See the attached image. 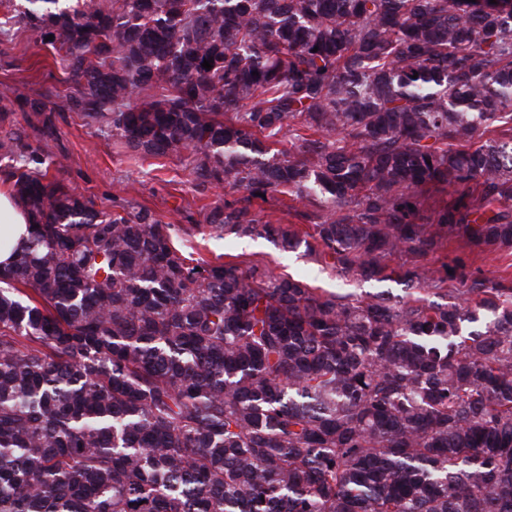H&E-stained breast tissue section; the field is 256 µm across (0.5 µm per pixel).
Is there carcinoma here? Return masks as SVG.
Returning <instances> with one entry per match:
<instances>
[{
  "label": "carcinoma",
  "instance_id": "cac0c4a2",
  "mask_svg": "<svg viewBox=\"0 0 512 512\" xmlns=\"http://www.w3.org/2000/svg\"><path fill=\"white\" fill-rule=\"evenodd\" d=\"M26 2L71 111L243 193L212 233L405 295L196 257L4 131L33 227L0 267V512H512V277L428 262L512 256V0ZM282 199H284L285 203L295 205L298 211L312 209L311 206H305L308 204L307 201L292 202L288 199V196L284 195H274L273 197H269L266 203H262V207L265 209L266 213H271L273 218H279L282 224H305L299 218L293 216V211L291 214L287 213L286 208L281 204Z\"/></svg>",
  "mask_w": 512,
  "mask_h": 512
}]
</instances>
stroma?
Here are the masks:
<instances>
[{"mask_svg":"<svg viewBox=\"0 0 512 512\" xmlns=\"http://www.w3.org/2000/svg\"><path fill=\"white\" fill-rule=\"evenodd\" d=\"M65 78L66 73L54 62L51 50L36 47L31 33L15 29L9 37L0 36V91L9 87L17 95L33 98L46 88H54L46 114L58 133L51 150L64 160L59 176L90 197L97 210L112 211L122 199L131 198L150 208L165 223L190 227V234L177 236V243L189 245L206 257L233 254L244 264L305 278L311 287L324 291L342 288L356 294L382 290L402 293L400 282H358L325 267L316 256L300 251L287 253L261 238L239 240L229 233L215 237L201 209L232 198V191L198 187L184 156L178 154L131 159L111 136L85 125L77 113L65 107Z\"/></svg>","mask_w":512,"mask_h":512,"instance_id":"stroma-1","label":"stroma"}]
</instances>
